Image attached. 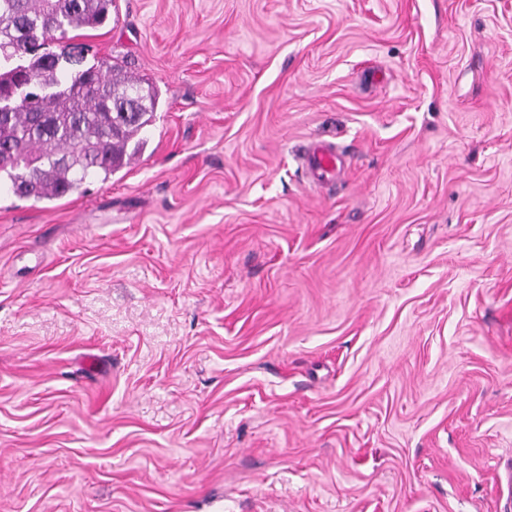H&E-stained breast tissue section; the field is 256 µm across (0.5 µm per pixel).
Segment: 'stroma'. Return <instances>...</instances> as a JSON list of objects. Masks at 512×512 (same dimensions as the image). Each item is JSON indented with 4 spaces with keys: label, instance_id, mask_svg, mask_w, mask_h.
<instances>
[{
    "label": "stroma",
    "instance_id": "1",
    "mask_svg": "<svg viewBox=\"0 0 512 512\" xmlns=\"http://www.w3.org/2000/svg\"><path fill=\"white\" fill-rule=\"evenodd\" d=\"M47 49L158 105L108 181L0 188V512H512V0H116ZM302 165L317 181L337 178L345 169L341 159L331 149L308 154L304 157Z\"/></svg>",
    "mask_w": 512,
    "mask_h": 512
}]
</instances>
